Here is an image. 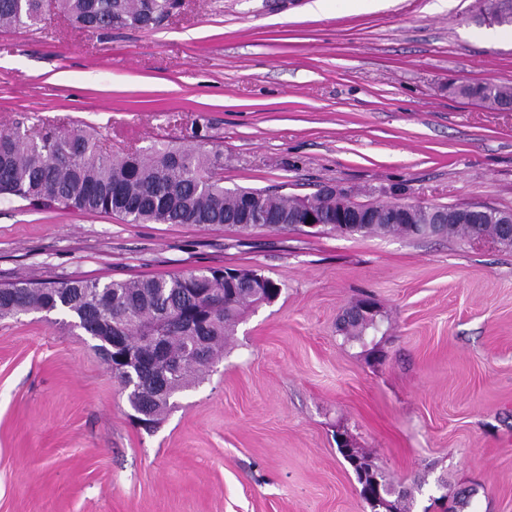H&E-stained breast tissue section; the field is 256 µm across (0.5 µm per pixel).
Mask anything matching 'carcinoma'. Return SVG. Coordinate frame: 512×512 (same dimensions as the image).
<instances>
[{"label":"carcinoma","instance_id":"obj_1","mask_svg":"<svg viewBox=\"0 0 512 512\" xmlns=\"http://www.w3.org/2000/svg\"><path fill=\"white\" fill-rule=\"evenodd\" d=\"M178 0H55L56 9L78 28L92 32L136 29L148 21L158 25ZM44 16L43 0H0V27L32 26ZM478 20L512 25V0H481ZM456 92L498 107L512 105V85L487 82L461 85ZM221 155L199 148L157 144L145 151L108 154L98 139L82 129L49 128L32 135L16 125L0 131V200H21L35 208L113 214L130 224L229 225L288 231L307 223V210L324 227L336 230L354 207L365 209L360 234H400L412 239L437 236L472 241L490 238L506 250L512 238L502 223L512 211L468 205L404 204L402 216L379 203L350 199L326 186L310 199L270 189L226 188L218 170ZM448 220L439 234L414 232L412 224ZM234 269L123 281L69 280L52 284L18 282L0 287V320L32 313L62 314L66 325L89 336L112 327L136 353L132 367L137 388L128 395L131 407L157 424L171 408L170 399L201 381L223 357L224 345L242 312L258 303L235 281ZM164 337L161 360L140 359L139 341L150 333ZM166 388L156 396L157 385ZM338 450L352 468L359 494L370 512H410L408 494L396 501L385 473L371 457L348 442Z\"/></svg>","mask_w":512,"mask_h":512}]
</instances>
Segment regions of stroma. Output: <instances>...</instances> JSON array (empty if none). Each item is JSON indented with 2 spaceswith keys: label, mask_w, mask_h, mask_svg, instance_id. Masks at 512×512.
<instances>
[{
  "label": "stroma",
  "mask_w": 512,
  "mask_h": 512,
  "mask_svg": "<svg viewBox=\"0 0 512 512\" xmlns=\"http://www.w3.org/2000/svg\"><path fill=\"white\" fill-rule=\"evenodd\" d=\"M181 0L153 28L62 13L0 28V128L96 132L122 154L219 151L224 185L512 211V27L478 0ZM252 268L281 283L154 429L94 341L0 321V512H369L338 451L372 455L411 512H512V250L120 217L0 202V283ZM378 329L339 324L363 298ZM456 92L465 97L478 98L490 106L507 107L512 105V85L487 82L478 86L461 85Z\"/></svg>",
  "instance_id": "35a3bbf8"
}]
</instances>
